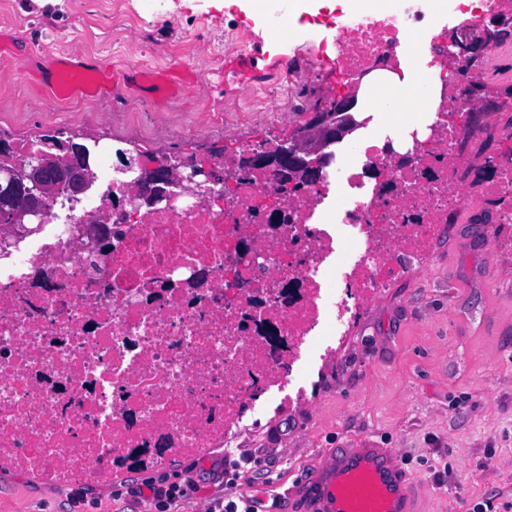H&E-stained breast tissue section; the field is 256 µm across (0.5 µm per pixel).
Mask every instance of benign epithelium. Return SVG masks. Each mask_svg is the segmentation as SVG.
Here are the masks:
<instances>
[{"label": "benign epithelium", "mask_w": 512, "mask_h": 512, "mask_svg": "<svg viewBox=\"0 0 512 512\" xmlns=\"http://www.w3.org/2000/svg\"><path fill=\"white\" fill-rule=\"evenodd\" d=\"M496 32L485 27L475 30L466 24L454 29L451 44L456 50L448 52V61L457 63L462 56L476 62L481 51L477 44L494 41ZM368 73H362L343 94L334 96L331 102L310 117L286 138L273 142L269 150L249 155L245 167H273L282 177L284 188H293L300 176L308 169L317 171L333 158L332 147L358 126L354 110L358 105V94ZM91 141L82 151V162L72 157L75 141ZM100 138L85 132L73 133L62 139L46 135L38 140V148L22 159L17 158L10 139L3 138L0 145V199L7 201L10 218V233L24 236L34 232L32 226L45 223L48 202L66 191L72 197L87 193L98 179L94 165L98 158ZM117 168L128 172L138 170L134 181L135 191L130 196L113 199L120 207L134 208L151 206L166 193V188L177 185L181 193L190 197L197 195L201 183L220 177L231 184L238 180L240 170L226 169L222 172L206 164L189 162L178 155H171L161 165L145 164L140 155L125 151Z\"/></svg>", "instance_id": "benign-epithelium-1"}]
</instances>
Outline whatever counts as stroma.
Listing matches in <instances>:
<instances>
[{
  "mask_svg": "<svg viewBox=\"0 0 512 512\" xmlns=\"http://www.w3.org/2000/svg\"><path fill=\"white\" fill-rule=\"evenodd\" d=\"M138 20L124 44L112 41V0H0V93L12 92L0 105V130L18 140L80 129L100 135L104 146L140 149L144 157L174 150L167 125L184 122L200 129V157L231 149L243 139H275L299 124H265L253 115L230 122L226 133L211 131L210 107L233 89L232 80L209 72L175 98V110L144 105L156 127L149 134L133 126H98L93 112H71L52 99L33 75L45 60L80 55L136 65L141 47L163 50L162 64L185 62L186 35L202 19L218 30L243 22L238 0H169L158 14L150 0H129ZM267 14L255 31L277 40L283 53L305 65L318 52L319 38L305 35L301 15L289 0H268ZM288 18L280 31L271 12ZM39 28L37 46L25 34ZM504 83L488 94L482 156L468 154L470 166L497 153L496 110L512 114ZM493 205L470 208L465 224L448 225L428 266L395 281L381 300L366 310L326 365L308 404L267 416L261 428L242 436L238 447L214 449L204 457H173L162 468L125 473L107 485L47 483L36 472L0 469V512H155L135 489L147 481L192 483L193 492L178 512H203L223 496V480L211 467L224 456L257 458L237 479L234 492L267 498L273 482L291 483L304 473L319 449L343 448L366 441L396 449L427 512H512V258L499 252L511 241L497 238Z\"/></svg>",
  "mask_w": 512,
  "mask_h": 512,
  "instance_id": "stroma-1",
  "label": "stroma"
}]
</instances>
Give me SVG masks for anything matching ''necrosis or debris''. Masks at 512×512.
Segmentation results:
<instances>
[{
	"label": "necrosis or debris",
	"mask_w": 512,
	"mask_h": 512,
	"mask_svg": "<svg viewBox=\"0 0 512 512\" xmlns=\"http://www.w3.org/2000/svg\"><path fill=\"white\" fill-rule=\"evenodd\" d=\"M427 19L407 0L388 13L335 28L343 86L366 69L418 55L440 58L449 30L418 40ZM190 45L204 64L246 52L248 30L195 25ZM290 64L249 95L215 112H302L320 66L291 76ZM458 65L423 131L399 147L378 139L320 179L279 195L280 176L255 170L226 191L207 181L199 198L169 187L153 207L108 210L78 197L50 203L48 232L0 246V466L16 472L109 483L129 467L170 455L229 448L254 410L283 413L307 397L309 356L341 346L361 311L397 278L430 261L448 220L493 203L512 231V115L497 124L505 160L472 169L481 108ZM452 112L467 121L449 122ZM347 201L332 211L330 190ZM110 234L109 253L89 239Z\"/></svg>",
	"instance_id": "necrosis-or-debris-1"
}]
</instances>
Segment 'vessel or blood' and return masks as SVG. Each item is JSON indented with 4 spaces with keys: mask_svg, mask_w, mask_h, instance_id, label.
<instances>
[{
    "mask_svg": "<svg viewBox=\"0 0 512 512\" xmlns=\"http://www.w3.org/2000/svg\"><path fill=\"white\" fill-rule=\"evenodd\" d=\"M254 52L228 56L225 73L240 84H251L259 61L277 70L281 55L265 52L264 40L253 35ZM140 68L105 75L95 63L51 60L45 62L43 84L59 97L93 95L112 99L135 95ZM156 80L178 92L193 77L176 66L157 71ZM285 494L293 512H422L411 481L401 474L398 455L391 448H325L318 452L307 473L293 480Z\"/></svg>",
    "mask_w": 512,
    "mask_h": 512,
    "instance_id": "obj_1",
    "label": "vessel or blood"
}]
</instances>
